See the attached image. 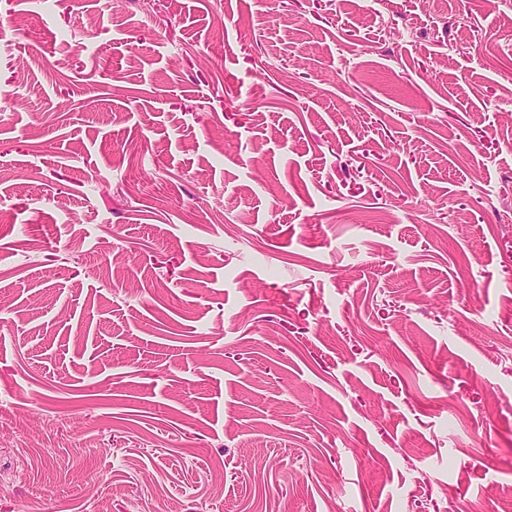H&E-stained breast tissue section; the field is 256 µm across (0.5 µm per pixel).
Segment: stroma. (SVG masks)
Here are the masks:
<instances>
[{"label":"stroma","mask_w":512,"mask_h":512,"mask_svg":"<svg viewBox=\"0 0 512 512\" xmlns=\"http://www.w3.org/2000/svg\"><path fill=\"white\" fill-rule=\"evenodd\" d=\"M512 0H0V512H500Z\"/></svg>","instance_id":"1"}]
</instances>
